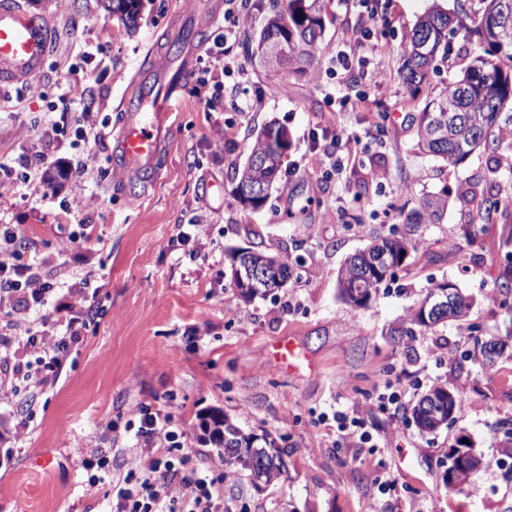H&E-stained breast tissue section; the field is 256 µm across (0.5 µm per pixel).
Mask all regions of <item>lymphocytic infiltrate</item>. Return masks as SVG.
Instances as JSON below:
<instances>
[{
  "label": "lymphocytic infiltrate",
  "instance_id": "1",
  "mask_svg": "<svg viewBox=\"0 0 512 512\" xmlns=\"http://www.w3.org/2000/svg\"><path fill=\"white\" fill-rule=\"evenodd\" d=\"M224 4V29L214 39L213 62L197 78L202 86L233 70L225 46L236 35L245 3L224 0ZM26 250L14 225L0 226V303L7 301L26 309L43 304L50 291L39 276L37 263L23 262ZM14 338L19 352L14 356L11 377H0L1 393L14 392L17 379L31 378L30 368L35 363L44 372V382L58 377L68 339L59 334L57 326L36 331L21 319L14 324ZM136 435L142 440L138 450L141 470L128 472L113 485L117 512H225L221 475L191 467L189 453L173 451L171 444L178 434L171 417L143 412Z\"/></svg>",
  "mask_w": 512,
  "mask_h": 512
}]
</instances>
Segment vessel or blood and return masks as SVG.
<instances>
[{"label": "vessel or blood", "instance_id": "b4317fda", "mask_svg": "<svg viewBox=\"0 0 512 512\" xmlns=\"http://www.w3.org/2000/svg\"><path fill=\"white\" fill-rule=\"evenodd\" d=\"M203 25L200 19L176 21L175 34L185 50L199 47ZM50 40L47 22L25 13L14 0H0V84L38 77ZM178 90L167 65H152L136 72L121 99L123 117L114 136L113 159L135 186L148 188L154 178L155 161L169 133L168 103Z\"/></svg>", "mask_w": 512, "mask_h": 512}]
</instances>
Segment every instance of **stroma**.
<instances>
[{
    "mask_svg": "<svg viewBox=\"0 0 512 512\" xmlns=\"http://www.w3.org/2000/svg\"><path fill=\"white\" fill-rule=\"evenodd\" d=\"M54 31L45 68L25 85H0V224L17 225L54 290L41 312L0 307V336L12 320L49 317L72 323L55 383L19 386L0 395V512H110L112 485L134 468L140 409L171 415L185 448L201 460L217 454L203 429L222 413L244 430L282 438L288 476L255 490L246 472L224 482L228 512H512V456L499 424L512 420V303L493 297L496 278L512 265V207L475 232L450 199L436 224H419L392 281L363 307L338 295L345 259L373 237L403 229L405 214L427 193L456 191L474 175L491 177L512 196V169L489 153L453 167L414 150L416 105L399 75L417 19L432 4L455 0H324L333 16L318 40L306 77L268 76L253 38L273 13V0H248L230 55L247 78L221 88L183 83L172 109L168 148L147 188H131L112 163L120 99L135 72L165 45L176 17L201 13L203 0H142L126 25L104 0H19ZM378 43L368 68L340 73L336 55L361 20ZM103 53H96V46ZM382 71V84L369 69ZM79 76L96 102L97 135L78 137L77 116L51 111L62 85ZM363 92L365 111L343 98ZM59 126L43 138L45 118ZM288 128L292 147L264 208L244 214L234 172L254 136L269 122ZM358 135L349 164L321 174L312 134L337 127ZM42 151L49 163L27 179L21 159ZM87 162L80 183L59 170ZM385 172L384 181L371 177ZM192 228L188 241L181 226ZM267 250L300 259L284 288L242 299L231 283L230 254ZM448 279L471 302L467 322L400 337L433 280ZM479 342L499 341L506 356L491 369L480 353L454 354L466 323ZM290 339L301 356L286 366L274 347ZM406 389L415 405L429 387L462 393L456 420L434 434L410 415L394 423L372 409L371 448L336 429L337 409L376 399L385 382ZM30 415L26 432L15 425ZM112 451V469L90 482L79 451ZM481 461L477 485L447 486L456 451Z\"/></svg>",
    "mask_w": 512,
    "mask_h": 512,
    "instance_id": "stroma-1",
    "label": "stroma"
}]
</instances>
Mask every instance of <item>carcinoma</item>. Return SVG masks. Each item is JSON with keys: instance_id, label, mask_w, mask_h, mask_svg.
<instances>
[{"instance_id": "carcinoma-1", "label": "carcinoma", "mask_w": 512, "mask_h": 512, "mask_svg": "<svg viewBox=\"0 0 512 512\" xmlns=\"http://www.w3.org/2000/svg\"><path fill=\"white\" fill-rule=\"evenodd\" d=\"M112 11L133 23L140 10V0H109ZM468 0H457V8L448 13L437 6L418 18L403 54L402 76L411 88L412 97H421V107L412 117L416 147L423 154L459 166L477 151L497 153L500 144L512 138V30L500 25L503 20V0H479L483 4L477 26L469 24ZM325 28L322 9L305 7V0H288L287 8L271 16L258 38L255 52L268 73H277L291 66L303 73L315 59L318 38ZM463 35L467 42L476 39L479 51L470 64L454 79L436 84L431 76L455 67L460 52L455 39ZM291 147L288 129L269 124L253 139L245 162L236 168V195L244 210L261 208L273 182L279 177L282 159ZM458 197L475 203L470 223L488 221L498 211L502 200L492 188L473 177L459 189ZM448 210V188L425 195L406 219L408 224H429L439 220ZM415 248L407 234L391 233L355 253L341 266L337 275L338 290L343 302L360 306L394 276L409 250ZM440 287L435 282L426 292L422 303L410 313L409 326L399 330L402 336L414 334V328L428 331L439 322L423 316V302ZM433 398L450 400L453 412H461L463 397L448 389H429L412 408L416 425L429 433L448 426V408L442 409L441 419L423 416V405ZM229 419L220 415L213 420L210 441L224 449V464L239 467L254 475L250 440L244 433L224 441ZM273 456L266 458L270 477L279 480L287 474L284 450L271 440Z\"/></svg>"}]
</instances>
